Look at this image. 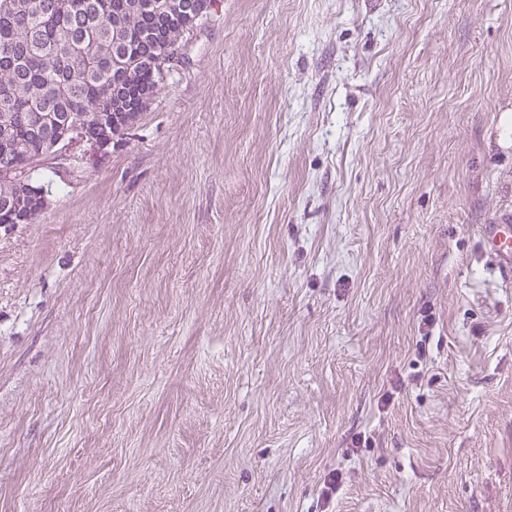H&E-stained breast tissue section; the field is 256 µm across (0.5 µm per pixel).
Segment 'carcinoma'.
Here are the masks:
<instances>
[{
  "instance_id": "carcinoma-1",
  "label": "carcinoma",
  "mask_w": 512,
  "mask_h": 512,
  "mask_svg": "<svg viewBox=\"0 0 512 512\" xmlns=\"http://www.w3.org/2000/svg\"><path fill=\"white\" fill-rule=\"evenodd\" d=\"M127 0H0V225L33 224L47 208L33 176L48 144L73 125L108 146L128 134L197 22L160 19ZM149 51L165 67L115 70L105 53Z\"/></svg>"
}]
</instances>
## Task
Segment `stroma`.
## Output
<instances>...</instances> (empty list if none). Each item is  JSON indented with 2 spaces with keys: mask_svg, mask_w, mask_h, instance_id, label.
<instances>
[{
  "mask_svg": "<svg viewBox=\"0 0 512 512\" xmlns=\"http://www.w3.org/2000/svg\"><path fill=\"white\" fill-rule=\"evenodd\" d=\"M179 54L0 227V512H512V0H216ZM484 248L495 266L507 274L512 273V216L484 225Z\"/></svg>",
  "mask_w": 512,
  "mask_h": 512,
  "instance_id": "stroma-1",
  "label": "stroma"
}]
</instances>
